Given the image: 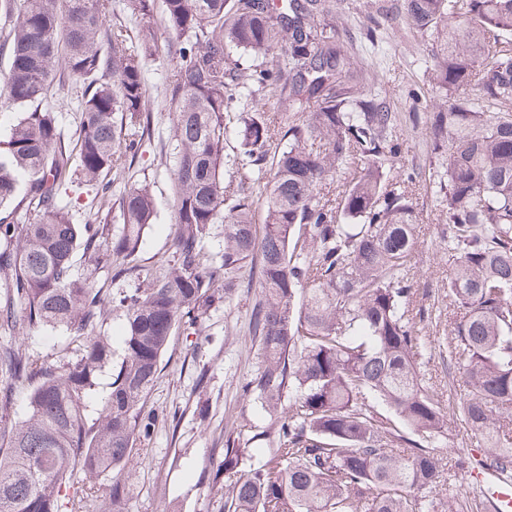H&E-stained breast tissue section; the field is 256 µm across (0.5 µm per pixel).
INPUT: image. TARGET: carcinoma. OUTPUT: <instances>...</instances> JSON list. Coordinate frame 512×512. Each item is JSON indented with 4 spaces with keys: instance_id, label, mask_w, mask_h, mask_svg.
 <instances>
[{
    "instance_id": "obj_1",
    "label": "carcinoma",
    "mask_w": 512,
    "mask_h": 512,
    "mask_svg": "<svg viewBox=\"0 0 512 512\" xmlns=\"http://www.w3.org/2000/svg\"><path fill=\"white\" fill-rule=\"evenodd\" d=\"M0 9L11 18L0 103L34 107L0 150V329L62 328L82 350L60 372L0 348V420L11 416L13 385L28 389L25 416L0 429V512H82L89 492H70L74 473H122L153 426L144 408L172 333L229 299L234 274L254 259L261 367L245 395L274 415L284 396L293 403L259 466L240 436H225L210 477L224 512H422V494L445 473L469 472L433 453L450 415L484 441L477 465L512 480V0H404L408 24L434 38L431 91L442 100L428 129L445 162L448 350L464 376L448 410L423 383L406 274L416 176L389 175L402 150L395 116L364 89L327 0H162L179 60L168 81L177 260L164 279L119 293L124 357L93 421L87 400L112 351L95 334L103 298L72 258L80 250L116 277L133 273L154 216L149 187L132 188L110 234L101 177L135 157L150 128L143 61L156 52L155 0H128V17L110 24L99 0H0ZM70 81L81 86L73 151L47 105ZM274 100L288 102L278 120L266 115ZM341 168L349 178L336 201L325 190ZM76 175L97 202L82 224L69 196ZM214 224L224 225L218 262L200 247ZM129 491L113 479L98 512H127Z\"/></svg>"
}]
</instances>
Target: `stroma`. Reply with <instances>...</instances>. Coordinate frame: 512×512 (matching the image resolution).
I'll return each instance as SVG.
<instances>
[{
  "mask_svg": "<svg viewBox=\"0 0 512 512\" xmlns=\"http://www.w3.org/2000/svg\"><path fill=\"white\" fill-rule=\"evenodd\" d=\"M403 5L404 0H334V19L367 87L381 90L395 114L403 147L394 170L417 175L412 202L420 222L409 275L415 281L414 305L424 312L417 327L428 342L421 371L444 402L454 403L464 393L463 376L447 348L437 343L448 333L452 304L447 288L448 252L441 239L445 217L438 204L442 160L432 150L426 125L434 109L433 98L425 94L432 74L429 49L433 37L407 25ZM376 24L381 27L382 43L372 52L366 47V33ZM171 40L168 28L158 25L156 53L144 63L147 106L152 113L150 132L132 164L106 176L111 201H119L124 192L144 182L156 200L152 225L136 254L138 276L119 280L113 278L111 268H94L79 253L73 257L75 273L108 294L162 279L173 265L174 143L166 90L177 61L168 54ZM257 293V268L245 267L237 275L230 303L215 304L207 312L201 335L178 332L173 336L148 398L147 406L157 417L155 426L133 451L127 512H224V495L212 487L208 476L223 458L228 431L239 432L241 442L252 448L256 459L268 458L272 442L260 433L270 426L271 417L243 395L245 384L260 366L250 333ZM6 344L61 367L80 356L79 347L60 329L22 325L13 335L0 334V345ZM201 375L206 378L202 386L197 383ZM435 452L467 462L481 458L484 445L452 418Z\"/></svg>",
  "mask_w": 512,
  "mask_h": 512,
  "instance_id": "obj_1",
  "label": "stroma"
}]
</instances>
